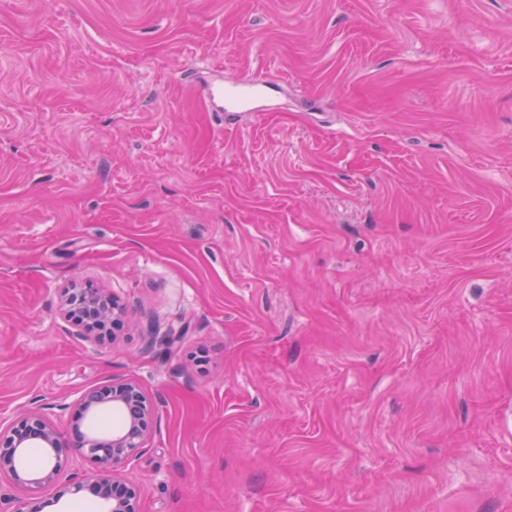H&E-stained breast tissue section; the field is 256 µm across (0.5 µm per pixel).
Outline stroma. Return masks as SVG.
Masks as SVG:
<instances>
[{
	"label": "stroma",
	"instance_id": "obj_1",
	"mask_svg": "<svg viewBox=\"0 0 512 512\" xmlns=\"http://www.w3.org/2000/svg\"><path fill=\"white\" fill-rule=\"evenodd\" d=\"M127 377L141 512H512V0H0V415ZM65 317L75 320L76 337L88 342H101L107 325L117 319L121 307L115 297L98 289L78 290L64 300Z\"/></svg>",
	"mask_w": 512,
	"mask_h": 512
}]
</instances>
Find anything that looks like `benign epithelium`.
<instances>
[{"instance_id": "obj_1", "label": "benign epithelium", "mask_w": 512, "mask_h": 512, "mask_svg": "<svg viewBox=\"0 0 512 512\" xmlns=\"http://www.w3.org/2000/svg\"><path fill=\"white\" fill-rule=\"evenodd\" d=\"M64 312L67 319L75 320L78 338L97 343L104 339L107 325L117 319L121 307L109 293L88 289L69 293ZM73 406L82 417L118 411L123 423L110 433L76 429L75 446L65 448L60 430L38 408L0 416V477L8 478L22 493L16 512H27L25 506L31 497L59 485L74 494L91 492L107 504L108 512H140L139 490L126 482L125 467L142 452L153 432L155 403L136 379L128 377L78 393ZM31 447L42 449L49 461L46 468L25 467ZM72 455L85 459L90 467L75 471L70 464Z\"/></svg>"}]
</instances>
